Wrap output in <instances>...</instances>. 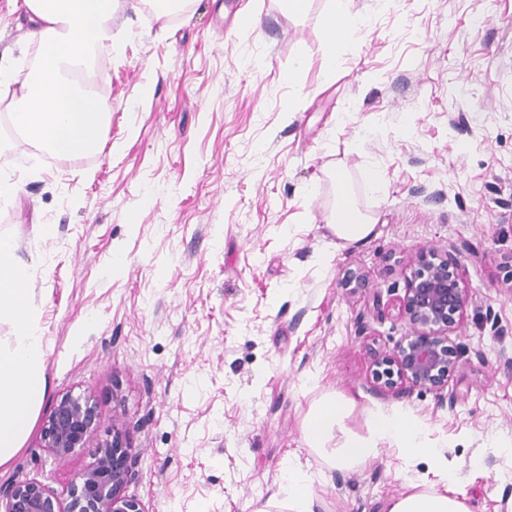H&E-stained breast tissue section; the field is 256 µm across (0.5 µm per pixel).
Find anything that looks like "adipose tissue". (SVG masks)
<instances>
[{
	"mask_svg": "<svg viewBox=\"0 0 512 512\" xmlns=\"http://www.w3.org/2000/svg\"><path fill=\"white\" fill-rule=\"evenodd\" d=\"M21 7L31 24L29 38L38 47L39 67L23 76L0 70V85L18 88L9 103L13 123L28 143L55 154L80 155L101 136L108 106L76 87L69 74L83 60L102 59L112 38L114 0H22ZM374 225L347 196H340L330 224L338 239L363 240ZM28 280L13 240L1 236L0 316H7L16 332L0 337V465L20 451L47 393V342L29 297ZM351 411V404L337 396L314 405L304 421L309 448L340 470L364 466L385 443L409 458L429 457L442 469L447 489L410 491L392 500L387 512H467L455 490L457 471L439 449L428 445L419 420L404 412L376 409L368 413L367 433L358 434L344 427Z\"/></svg>",
	"mask_w": 512,
	"mask_h": 512,
	"instance_id": "1",
	"label": "adipose tissue"
}]
</instances>
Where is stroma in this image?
I'll return each instance as SVG.
<instances>
[{"label": "stroma", "instance_id": "1", "mask_svg": "<svg viewBox=\"0 0 512 512\" xmlns=\"http://www.w3.org/2000/svg\"><path fill=\"white\" fill-rule=\"evenodd\" d=\"M328 7L190 0L159 19L122 0L90 83L109 121L76 158L20 149L0 87V179L20 185L0 236L49 341L46 399L0 484L62 494L92 465L94 445L60 464L39 443L69 394L94 407L96 442L120 435L136 456L124 492L146 512H288L290 461L315 512L441 487L430 458L394 449L330 467L303 425L335 395L358 433L367 410L411 414L469 512H512V0H351L361 24L343 42ZM27 32L0 0V62L24 74ZM343 192L376 221L363 241L329 227ZM429 246L459 262L449 343L465 351L443 393L384 395L374 363L410 333L397 307Z\"/></svg>", "mask_w": 512, "mask_h": 512}]
</instances>
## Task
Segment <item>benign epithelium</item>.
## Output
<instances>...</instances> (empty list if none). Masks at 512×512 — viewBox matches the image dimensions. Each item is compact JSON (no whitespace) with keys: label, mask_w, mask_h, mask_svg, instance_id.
Here are the masks:
<instances>
[{"label":"benign epithelium","mask_w":512,"mask_h":512,"mask_svg":"<svg viewBox=\"0 0 512 512\" xmlns=\"http://www.w3.org/2000/svg\"><path fill=\"white\" fill-rule=\"evenodd\" d=\"M409 267L398 312L408 322L410 336L378 360L375 369L379 390L395 396L414 388L438 392L448 385L457 362L448 333L460 323L467 305L458 264L448 252L421 248ZM96 428L97 414L88 401L65 395L42 425L41 446L63 463L74 449L92 441ZM96 448L94 463L78 474L65 499L36 481L0 485L5 512H146L139 499L123 493L136 464L123 441L114 437Z\"/></svg>","instance_id":"benign-epithelium-1"}]
</instances>
